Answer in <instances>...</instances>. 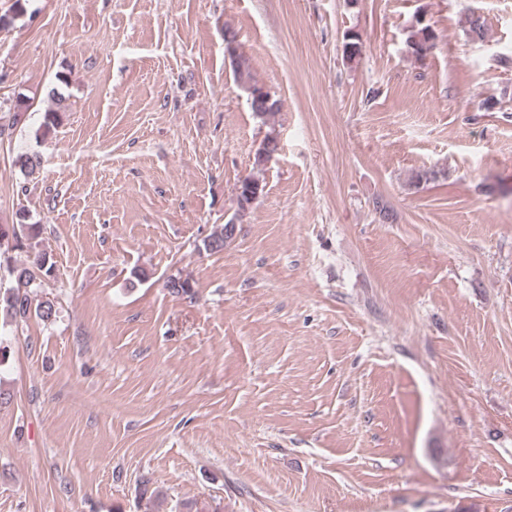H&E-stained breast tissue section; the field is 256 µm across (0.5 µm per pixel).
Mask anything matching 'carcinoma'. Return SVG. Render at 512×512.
<instances>
[{
  "instance_id": "cac0c4a2",
  "label": "carcinoma",
  "mask_w": 512,
  "mask_h": 512,
  "mask_svg": "<svg viewBox=\"0 0 512 512\" xmlns=\"http://www.w3.org/2000/svg\"><path fill=\"white\" fill-rule=\"evenodd\" d=\"M462 27L466 37L472 41L485 38V20L479 14L471 12L465 15ZM436 39L435 30L420 16L410 26L406 43L414 56L423 59L431 52ZM224 50L231 59L237 82L248 91L251 111L263 119L277 112L279 100L257 84L249 59L239 53L236 34L230 29L224 33ZM16 164L23 176L29 178L39 170L41 159L36 153H25L17 158ZM38 235L39 230L34 224H14L9 232L0 229V241L10 237L14 246L27 249L33 248L32 241L38 238ZM54 271L55 263L47 253L41 251L35 252L31 266L8 268L12 286L0 291V306L14 322L22 321L31 314L43 321H48L55 315L56 310L51 300L37 301L42 294L44 282L53 276Z\"/></svg>"
}]
</instances>
